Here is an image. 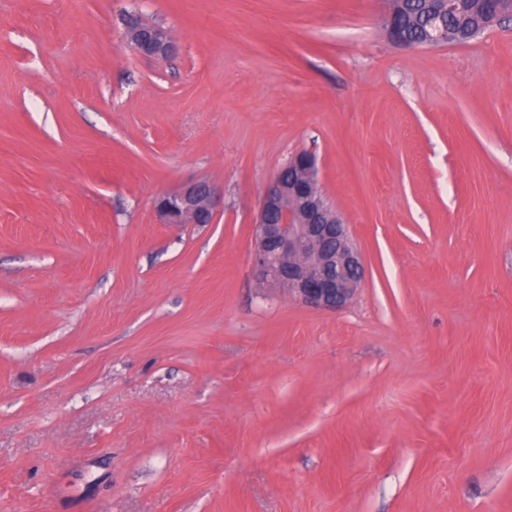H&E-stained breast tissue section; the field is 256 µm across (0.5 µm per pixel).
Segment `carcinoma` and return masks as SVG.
Masks as SVG:
<instances>
[{
	"mask_svg": "<svg viewBox=\"0 0 512 512\" xmlns=\"http://www.w3.org/2000/svg\"><path fill=\"white\" fill-rule=\"evenodd\" d=\"M512 14V0H458L456 10L437 15L433 0H405L397 22L405 35L418 43L428 41L433 27L444 25L457 43L475 38L476 31L494 26Z\"/></svg>",
	"mask_w": 512,
	"mask_h": 512,
	"instance_id": "obj_1",
	"label": "carcinoma"
}]
</instances>
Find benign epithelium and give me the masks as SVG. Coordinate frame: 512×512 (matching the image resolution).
<instances>
[{
    "label": "benign epithelium",
    "instance_id": "benign-epithelium-1",
    "mask_svg": "<svg viewBox=\"0 0 512 512\" xmlns=\"http://www.w3.org/2000/svg\"><path fill=\"white\" fill-rule=\"evenodd\" d=\"M126 39L154 59H165L175 49L168 31L156 25L134 24L126 29ZM214 199L215 187L198 180L162 195L155 209L163 224H212ZM253 236L255 278L306 305L342 308L365 276L349 225L319 186L309 154L295 155L268 185Z\"/></svg>",
    "mask_w": 512,
    "mask_h": 512
}]
</instances>
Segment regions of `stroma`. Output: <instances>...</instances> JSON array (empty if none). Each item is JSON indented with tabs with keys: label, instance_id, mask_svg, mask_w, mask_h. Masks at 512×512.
I'll return each mask as SVG.
<instances>
[{
	"label": "stroma",
	"instance_id": "35a3bbf8",
	"mask_svg": "<svg viewBox=\"0 0 512 512\" xmlns=\"http://www.w3.org/2000/svg\"><path fill=\"white\" fill-rule=\"evenodd\" d=\"M390 7L0 0V512H512V18L406 47ZM301 152L338 310L252 273ZM196 180L215 222L159 223ZM126 39L138 53L154 59H165L175 49L168 31L156 25H131L126 29Z\"/></svg>",
	"mask_w": 512,
	"mask_h": 512
}]
</instances>
